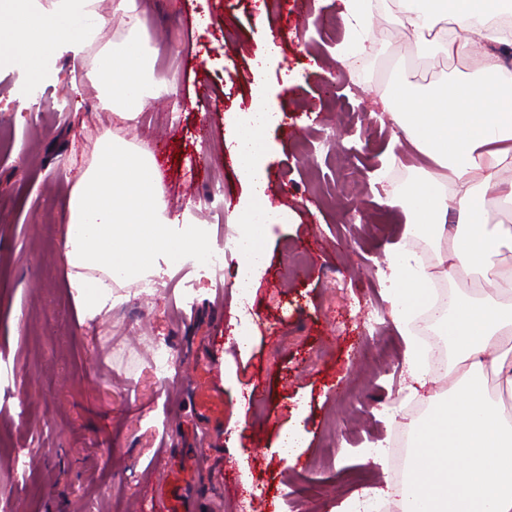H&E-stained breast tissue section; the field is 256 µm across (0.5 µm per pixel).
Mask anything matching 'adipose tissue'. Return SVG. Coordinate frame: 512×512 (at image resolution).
<instances>
[{"label": "adipose tissue", "instance_id": "1", "mask_svg": "<svg viewBox=\"0 0 512 512\" xmlns=\"http://www.w3.org/2000/svg\"><path fill=\"white\" fill-rule=\"evenodd\" d=\"M507 0H395L394 21L422 48L476 58L479 67L441 80L423 95L395 96L396 147L412 146L438 167L412 192L385 199L406 211L405 232H420L440 245L437 264L445 276L466 275L472 293L455 300L448 340L456 358L447 370L448 390L429 393L431 357L409 331L416 309L431 298L432 275L416 254L396 242L387 251L391 270L385 299L406 341L404 364L425 389L427 413L407 426L409 452L399 489L402 512H512V226L482 220L493 204L512 203V93L490 88L512 84L503 46L512 44L486 16ZM95 0H65L51 16L29 0L0 6V49L19 69L40 62L68 38L92 44L103 24ZM352 37L348 54L372 29L371 0H340ZM99 99L120 122L134 121L146 97L165 85L154 58L132 45L101 49L91 70ZM282 113L264 88H256L248 112H229L227 142L233 166L247 187L238 206L234 287L251 296L266 266V241L287 210L271 211L266 195V130ZM150 155L125 139L103 134L96 158L76 180L68 201L61 249L68 286L81 319L112 304L113 285L144 280L158 258L192 248L190 232L173 235L167 208L156 192Z\"/></svg>", "mask_w": 512, "mask_h": 512}]
</instances>
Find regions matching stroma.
<instances>
[{"instance_id": "obj_1", "label": "stroma", "mask_w": 512, "mask_h": 512, "mask_svg": "<svg viewBox=\"0 0 512 512\" xmlns=\"http://www.w3.org/2000/svg\"><path fill=\"white\" fill-rule=\"evenodd\" d=\"M99 2L95 44L60 47L37 79L0 57V512H156L155 488L202 455L211 463L193 477L195 512H331L386 487L390 472L364 451L390 445L424 402L408 388L405 342L383 298L386 248L402 238L405 215L380 197L408 195L426 161L411 152L400 171H370L377 152H390L394 124L382 112L370 125L363 110L387 97L400 71L421 93L474 61L421 49L386 0L360 68L336 57L350 36L339 0H307L322 23L305 27L283 0H136L132 33L116 0ZM268 27L279 32L271 44ZM129 37L154 52L168 87L118 125L89 72L95 52ZM270 49L273 67L256 76L254 60ZM33 81L45 99L21 105ZM259 83L283 112L266 133V194L293 221L267 243L248 305L250 352L235 347L230 260L216 281L158 259L151 297L134 284L113 288L111 310L80 321L60 245L75 176L98 139L112 132L155 157L158 193L180 222L236 232L245 185L224 118L248 111ZM217 179L224 206L202 210ZM159 343L183 357L176 386L151 371ZM241 400L247 424L234 437L227 422ZM296 418L305 446L290 464L277 442ZM209 437L221 447L207 448Z\"/></svg>"}]
</instances>
